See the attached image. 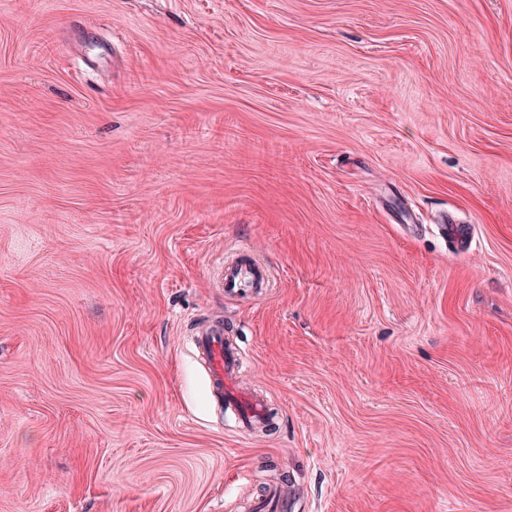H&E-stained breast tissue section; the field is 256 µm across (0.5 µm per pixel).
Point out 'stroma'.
Returning a JSON list of instances; mask_svg holds the SVG:
<instances>
[{
	"mask_svg": "<svg viewBox=\"0 0 512 512\" xmlns=\"http://www.w3.org/2000/svg\"><path fill=\"white\" fill-rule=\"evenodd\" d=\"M245 247L274 286L225 296ZM273 483L512 512V0H0V512ZM196 348L204 359L215 396L229 401L244 428L258 425L266 417L264 404L239 392L236 379L241 362L237 349L224 340V324L215 322L199 332Z\"/></svg>",
	"mask_w": 512,
	"mask_h": 512,
	"instance_id": "obj_1",
	"label": "stroma"
}]
</instances>
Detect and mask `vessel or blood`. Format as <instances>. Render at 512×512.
I'll use <instances>...</instances> for the list:
<instances>
[{
	"mask_svg": "<svg viewBox=\"0 0 512 512\" xmlns=\"http://www.w3.org/2000/svg\"><path fill=\"white\" fill-rule=\"evenodd\" d=\"M215 285L232 295L267 288L271 278L265 265L255 256L222 263ZM196 348L203 357L212 390L217 398L229 401L243 427L258 425L266 416L262 401L239 392L237 375L241 368L239 353L224 339V326L215 322L199 332Z\"/></svg>",
	"mask_w": 512,
	"mask_h": 512,
	"instance_id": "b4317fda",
	"label": "vessel or blood"
}]
</instances>
